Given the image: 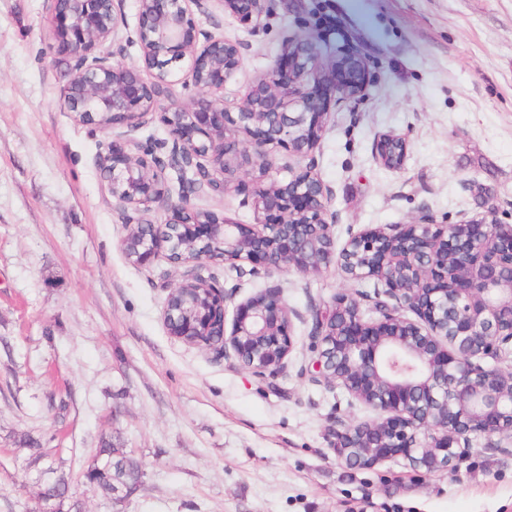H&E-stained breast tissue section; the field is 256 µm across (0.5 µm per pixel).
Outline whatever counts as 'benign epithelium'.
<instances>
[{"label": "benign epithelium", "mask_w": 512, "mask_h": 512, "mask_svg": "<svg viewBox=\"0 0 512 512\" xmlns=\"http://www.w3.org/2000/svg\"><path fill=\"white\" fill-rule=\"evenodd\" d=\"M116 0H53L55 35L68 81L64 104L77 120L112 134L97 158L112 205L128 228L142 234L121 247L135 265L163 258L184 268L169 289L163 323L169 335L233 356L253 375L281 373L294 349L291 310L281 288L237 304L226 327L227 296L209 273L213 264L237 276L338 265L353 281H375V319L356 299L340 294L316 312L309 364L315 378L369 408L375 418L336 423V456L359 469L402 456L417 472L455 465L472 439L512 438V225L495 208L455 224L422 213L412 224H385L350 235L336 249L329 189L315 173L331 101L367 94L370 75L355 52L323 62L314 36L286 37L273 67L245 91L237 111L224 106V85L240 66L238 44L208 37L197 46L192 8L206 0H138L135 38L143 67L112 64L111 46L127 29ZM223 11L260 17L269 0H217ZM154 73L148 81L142 69ZM190 83L188 104L161 103L166 90ZM168 138L130 149L126 133L147 117ZM251 135L248 154L239 133ZM170 147L168 158L158 151ZM309 159L289 177L273 175V152ZM377 161L403 166L406 139L383 134ZM253 172V224H239L197 207L192 197L221 196L228 176ZM178 172V188L165 176ZM192 176H187V173ZM164 209L161 224L146 218ZM141 215L138 221L128 215Z\"/></svg>", "instance_id": "obj_1"}]
</instances>
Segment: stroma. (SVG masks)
Returning a JSON list of instances; mask_svg holds the SVG:
<instances>
[{"mask_svg":"<svg viewBox=\"0 0 512 512\" xmlns=\"http://www.w3.org/2000/svg\"><path fill=\"white\" fill-rule=\"evenodd\" d=\"M51 17V0H0V512H46L44 468L78 474L110 440L144 482L118 506L73 483L80 512H512V442L475 439L455 468L427 474L400 457L370 469L336 457L337 419L372 412L307 372L310 311L346 292L366 312L374 293L339 266L241 279L214 266L228 307L277 285L296 311L273 381L168 334L162 311L183 269L125 257L96 163L107 136L63 104ZM193 18L240 47L230 107L284 36L317 33L326 61L340 45L365 55L366 97L330 105L314 152L337 245L423 211L454 224L486 202L512 224V0H272L258 21L209 0ZM385 133L407 140L401 169L374 156ZM251 192L242 175L194 202L251 224Z\"/></svg>","mask_w":512,"mask_h":512,"instance_id":"1","label":"stroma"}]
</instances>
